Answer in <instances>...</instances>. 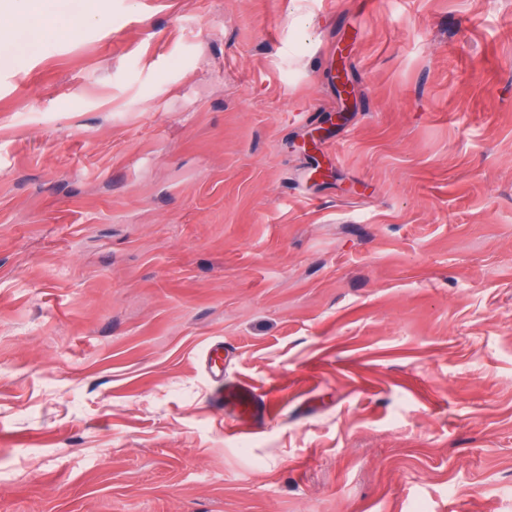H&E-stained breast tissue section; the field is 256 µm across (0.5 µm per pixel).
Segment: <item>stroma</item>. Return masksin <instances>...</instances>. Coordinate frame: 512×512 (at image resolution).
Listing matches in <instances>:
<instances>
[{
    "instance_id": "35a3bbf8",
    "label": "stroma",
    "mask_w": 512,
    "mask_h": 512,
    "mask_svg": "<svg viewBox=\"0 0 512 512\" xmlns=\"http://www.w3.org/2000/svg\"><path fill=\"white\" fill-rule=\"evenodd\" d=\"M56 9L0 13V512H512V0ZM231 353L222 341L214 342L209 348L207 368L211 390L208 400L218 409L225 407L231 411L239 434L261 433L278 405L271 391L261 390L245 380L224 377V363Z\"/></svg>"
}]
</instances>
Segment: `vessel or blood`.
Masks as SVG:
<instances>
[{
	"instance_id": "1",
	"label": "vessel or blood",
	"mask_w": 512,
	"mask_h": 512,
	"mask_svg": "<svg viewBox=\"0 0 512 512\" xmlns=\"http://www.w3.org/2000/svg\"><path fill=\"white\" fill-rule=\"evenodd\" d=\"M230 354V349L220 341L209 348L207 368L211 390L208 400L216 408L231 411L239 433H260L276 411L277 403L271 392L248 381L225 376L224 365Z\"/></svg>"
}]
</instances>
